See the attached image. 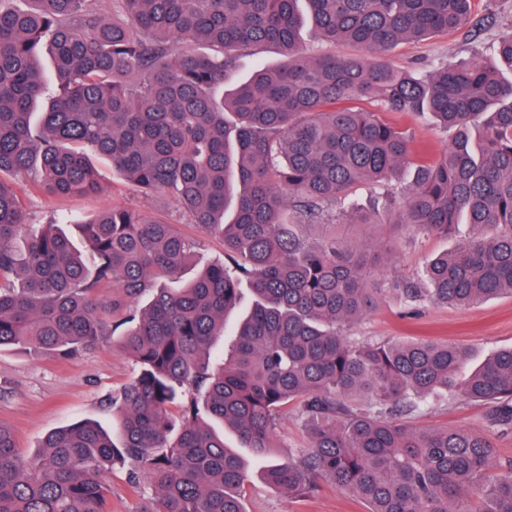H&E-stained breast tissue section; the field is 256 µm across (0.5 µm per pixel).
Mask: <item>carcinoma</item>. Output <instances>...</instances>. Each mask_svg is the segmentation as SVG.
Returning a JSON list of instances; mask_svg holds the SVG:
<instances>
[{
	"mask_svg": "<svg viewBox=\"0 0 512 512\" xmlns=\"http://www.w3.org/2000/svg\"><path fill=\"white\" fill-rule=\"evenodd\" d=\"M27 2L0 6V349L70 358L116 335L137 372L112 396L110 433L77 421L27 458L0 423V512H108L117 465L154 488L143 512H245V463L212 422L268 457L291 403L306 445L266 466L275 489L330 483L368 512H512V460L489 437L401 422L444 391L512 433V349L459 380V347L347 335L391 290L411 311L512 296V81L474 61L420 79L386 60L401 41L482 26L475 0H305L321 40L372 59L305 53L300 0H116L110 16L98 0ZM264 43L283 63L218 94L238 51ZM496 55L512 66V27ZM383 112L433 118L454 131L448 151ZM92 155L171 197L224 240V261L182 283L200 243L120 206L72 237L26 223L5 177L95 196ZM360 185L382 189L367 209L352 201ZM464 222L476 232L403 282L380 279V245L350 238L382 225L453 236ZM244 279L252 307L227 345Z\"/></svg>",
	"mask_w": 512,
	"mask_h": 512,
	"instance_id": "cac0c4a2",
	"label": "carcinoma"
}]
</instances>
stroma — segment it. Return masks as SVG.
<instances>
[{"mask_svg":"<svg viewBox=\"0 0 512 512\" xmlns=\"http://www.w3.org/2000/svg\"><path fill=\"white\" fill-rule=\"evenodd\" d=\"M475 8L478 14L494 15L493 23L479 35L471 37L460 30L404 42L388 53L389 62L424 76L444 65L495 61L493 44L501 30L512 26V0H475ZM96 165L106 189L92 197L48 199L21 187L28 223H47L55 211L81 218L125 206L148 219L176 225L183 235L199 240L200 253L206 260L223 259V241L201 235L173 200L143 194L127 182L113 178L107 161L97 160ZM363 236L391 246L392 252L385 260L386 275L398 279L414 277L432 257L454 245L453 239L440 235L405 233L395 237L385 228L368 229ZM350 334L390 343L430 338L460 346L471 355L469 364L458 371L463 379L472 365L486 355L512 347V297L505 295L470 306L428 302L410 314L400 295L390 293L372 314L352 325ZM135 372L131 357L110 340L71 359L37 357L20 348L1 349L0 422L12 428L18 453L33 456L46 434L75 420L89 419L111 427L110 399L132 380ZM486 413L484 405L453 396L441 397L430 401L414 423L482 432L486 429ZM241 454L248 462L243 498L246 512H367L363 501L326 483L309 497H288L265 483L264 459L251 455L246 448ZM107 484L110 512H141L144 499L154 494L147 479H133L130 470L122 467L113 469Z\"/></svg>","mask_w":512,"mask_h":512,"instance_id":"obj_1","label":"stroma"}]
</instances>
